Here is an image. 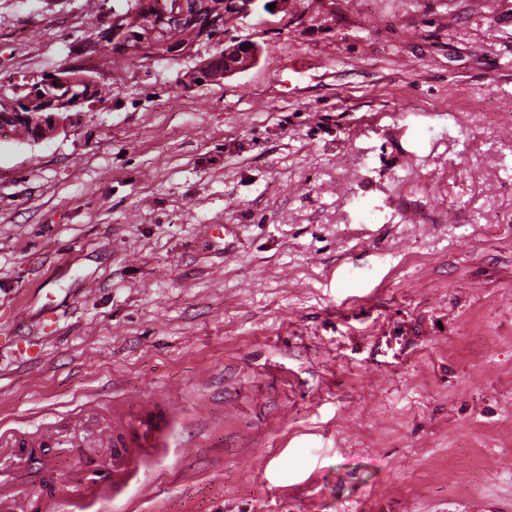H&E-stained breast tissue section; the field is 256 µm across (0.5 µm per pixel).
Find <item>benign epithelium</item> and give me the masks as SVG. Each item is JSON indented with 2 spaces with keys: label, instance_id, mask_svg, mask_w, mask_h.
Segmentation results:
<instances>
[{
  "label": "benign epithelium",
  "instance_id": "benign-epithelium-1",
  "mask_svg": "<svg viewBox=\"0 0 512 512\" xmlns=\"http://www.w3.org/2000/svg\"><path fill=\"white\" fill-rule=\"evenodd\" d=\"M258 0H224V24L250 16ZM145 11L162 10L173 22L187 19L196 20L197 8L188 5L186 0H140ZM123 16L112 18V40L99 45L101 50L115 53H132L152 60L158 56L153 47H146L144 41L133 43L126 37ZM257 61V48H250V54L224 55V69L213 72L209 78H199L200 66L186 73L188 83L198 86L216 82L219 76L240 73L252 67ZM71 83L58 75L46 74L26 76L16 83V95L0 103V129L7 130L18 121H28L35 127V140L50 137L69 127L74 119L86 108L99 101V84L92 76L85 77L79 84V90H69Z\"/></svg>",
  "mask_w": 512,
  "mask_h": 512
}]
</instances>
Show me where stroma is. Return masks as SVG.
<instances>
[{"label": "stroma", "instance_id": "obj_1", "mask_svg": "<svg viewBox=\"0 0 512 512\" xmlns=\"http://www.w3.org/2000/svg\"><path fill=\"white\" fill-rule=\"evenodd\" d=\"M124 0H0V512H512V0H285L103 63ZM95 292H87V284ZM174 37L176 43L171 47V52L166 55L170 56H191L195 53L194 49L200 36V29L196 24H189L188 22L181 23L174 29ZM184 44L186 46H183ZM195 44V45H193ZM192 45V46H189ZM250 52H253V53L252 54L249 53L247 56H245L243 54L228 55L227 53L224 52V61H223V59L211 61L210 64L213 69L219 68L221 63L224 64V69H220L219 72L214 71L213 73H211L208 78V82H206V80H204L207 78V74H205V73L201 74V77H203L204 79L199 78L198 71L200 69V64L193 67L191 70H189L186 73V80L188 81L189 84H192L193 86L205 85V84H209V83L219 82L220 80H222V79H220V80L216 81L217 76H225L226 77L229 75H233V74L245 71V70L249 69L250 67H252L257 61V55H258L257 48L251 47ZM55 72L68 78L74 85L81 82L77 93L73 96L71 83L54 73H49L53 78H48V74L25 76L21 80L22 84L20 81L16 83L15 97L11 88L14 98L2 101L0 109L2 130H8L18 121H29L31 126L35 127L34 141H38L64 131L77 116L87 112L85 108L100 100L99 84L87 70L81 67H67ZM54 86L60 92L68 87L70 90L66 94H52L49 87ZM20 106L28 109L29 112H21Z\"/></svg>", "mask_w": 512, "mask_h": 512}]
</instances>
